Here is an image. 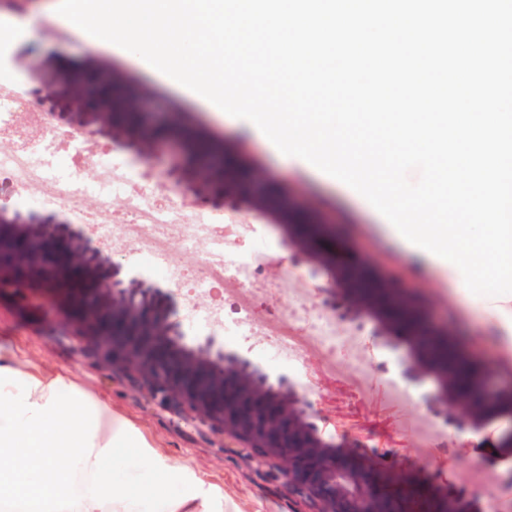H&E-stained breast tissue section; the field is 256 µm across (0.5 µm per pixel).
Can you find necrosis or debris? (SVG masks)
Wrapping results in <instances>:
<instances>
[{
  "instance_id": "1",
  "label": "necrosis or debris",
  "mask_w": 512,
  "mask_h": 512,
  "mask_svg": "<svg viewBox=\"0 0 512 512\" xmlns=\"http://www.w3.org/2000/svg\"><path fill=\"white\" fill-rule=\"evenodd\" d=\"M22 128L35 133L28 144H15L0 154V186L12 188L33 205L47 200L74 203L87 196L99 197V204L82 211L80 221L102 233L121 229L124 241L149 259L154 272L165 284L188 293H209L235 282L239 286L230 304H216L210 315L222 318L228 336H262L267 358L301 366L305 357L317 353L325 371L342 370L356 377L363 372V353L354 348L348 358L339 351L344 344L341 330L334 319L300 296L289 314L270 322L256 320L263 300L272 295L275 283L260 279V263L264 256L261 245H254L248 259L237 258L226 248L228 235H241L243 224H223L205 215L195 223L180 224L174 218L171 200L165 199L155 186H132L118 163L103 159L100 177L85 180L76 167L75 155L69 154L64 140L40 114L23 112L9 86L0 87V130ZM124 199V214H116L110 199ZM190 252L202 253L205 261L199 269L188 270L174 264L172 244Z\"/></svg>"
}]
</instances>
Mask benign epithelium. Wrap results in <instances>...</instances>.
I'll return each mask as SVG.
<instances>
[{"mask_svg": "<svg viewBox=\"0 0 512 512\" xmlns=\"http://www.w3.org/2000/svg\"><path fill=\"white\" fill-rule=\"evenodd\" d=\"M99 76L100 69L86 65L43 77L49 97L66 95L71 121L95 118L96 126L79 129L80 136L123 142L146 157L173 151L177 164L165 175L195 202L246 196L290 230L317 223L276 180L228 160L224 185L208 183L202 170L185 161L183 140L163 133L167 124L143 108L142 92L119 105L106 96L81 94L80 86ZM130 112L135 120L118 119ZM288 239L296 252L330 271V286L321 292L370 317L375 344L392 353L405 347L404 356L393 358L394 366L416 391L421 409L435 414L444 408L448 430L481 440L501 421V447L512 452V380L495 383L484 359L462 347L451 329L436 326L411 292L392 291L362 259L326 238ZM103 243L92 226L23 211L12 194L1 192L0 295L34 314L41 312L33 304L35 293L52 292L78 352L125 374L184 419L241 442L248 456L270 468L288 496L312 512H427L398 499L378 464L365 462L353 448L338 450L319 425V409L292 378L225 348L215 336L188 335L176 291L128 267ZM432 340L448 346L447 357L431 353ZM427 382L435 388L425 389Z\"/></svg>", "mask_w": 512, "mask_h": 512, "instance_id": "benign-epithelium-1", "label": "benign epithelium"}]
</instances>
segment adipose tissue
Wrapping results in <instances>:
<instances>
[{
	"label": "adipose tissue",
	"mask_w": 512,
	"mask_h": 512,
	"mask_svg": "<svg viewBox=\"0 0 512 512\" xmlns=\"http://www.w3.org/2000/svg\"><path fill=\"white\" fill-rule=\"evenodd\" d=\"M135 438L67 377L0 359V512H142L112 478L116 448ZM180 480L181 494L155 496L153 512H224L215 487L188 470Z\"/></svg>",
	"instance_id": "1"
}]
</instances>
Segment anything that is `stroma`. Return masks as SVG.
<instances>
[{"label":"stroma","mask_w":512,"mask_h":512,"mask_svg":"<svg viewBox=\"0 0 512 512\" xmlns=\"http://www.w3.org/2000/svg\"><path fill=\"white\" fill-rule=\"evenodd\" d=\"M58 3L27 0L23 10L38 18L40 39L16 42L12 64L0 68V77L12 78L14 67L20 65L51 69L91 61L145 86L151 106L167 113L175 109L184 112L191 123L214 139L225 141L239 164L276 178L292 197L312 203L317 212L333 217L345 248L366 259L384 278L411 287L434 318L453 328L462 344L488 358L497 377H512V337L501 319L474 306L466 285L449 279L432 261L419 258L383 225L360 194L305 166L287 163L269 141L252 135L234 117L203 108L145 71L135 56L112 52L107 42L57 14ZM14 90L59 130L66 142H73L74 129L63 116V102L46 98L41 82L18 84ZM173 198L183 206L182 218H189L194 211L221 214L235 223L252 225L254 238L266 243L261 276L275 282L278 290L258 311V318L287 313L296 289H305L313 296L326 286L328 276L323 266L288 247V233L274 215L246 203L232 208L223 200L193 210L184 207L181 193H174ZM65 331L62 316H55L49 326L39 318L23 319L13 301L0 300V356L17 361L27 370L66 374L85 395L128 421L170 465L166 473L138 469L139 450L131 445L118 451L113 465L116 473L135 474L140 486L175 495L180 491L177 474L186 468L223 492L224 512H308L305 504L284 494L268 467L257 466L240 454L234 441L150 401L122 373L102 369L93 360L78 356L65 339ZM384 361L376 348H368L366 383L360 386L340 371L321 374L319 356H307L305 372L318 377L308 392L322 413L326 437L357 447L362 456L382 464L388 475L397 476L395 490L401 498L435 504L448 496L468 503L471 512H498L483 486L503 482L512 473V452L499 447L497 431L472 444L460 434L437 437L430 447H423L417 434L425 415L414 401H398L386 394V387L397 377ZM492 453L498 461L489 467L484 459Z\"/></svg>","instance_id":"stroma-1"}]
</instances>
